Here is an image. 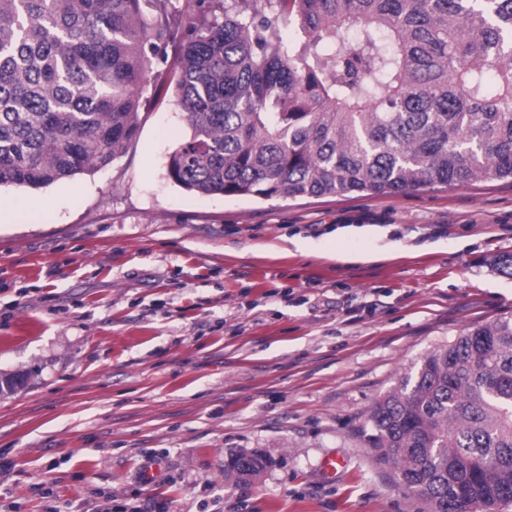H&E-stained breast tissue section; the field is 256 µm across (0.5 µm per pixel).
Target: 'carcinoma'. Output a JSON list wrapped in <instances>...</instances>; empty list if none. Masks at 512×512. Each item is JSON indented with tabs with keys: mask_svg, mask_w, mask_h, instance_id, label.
I'll use <instances>...</instances> for the list:
<instances>
[{
	"mask_svg": "<svg viewBox=\"0 0 512 512\" xmlns=\"http://www.w3.org/2000/svg\"><path fill=\"white\" fill-rule=\"evenodd\" d=\"M169 3L0 0V187L40 190L107 167L164 90L189 128L167 176L198 195L512 179V0H190L170 61ZM488 263L512 277L511 252ZM358 434L428 512L511 503L512 316L426 353ZM262 468L240 453L224 477Z\"/></svg>",
	"mask_w": 512,
	"mask_h": 512,
	"instance_id": "cac0c4a2",
	"label": "carcinoma"
}]
</instances>
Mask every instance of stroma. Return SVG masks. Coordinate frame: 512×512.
Instances as JSON below:
<instances>
[{
  "label": "stroma",
  "instance_id": "35a3bbf8",
  "mask_svg": "<svg viewBox=\"0 0 512 512\" xmlns=\"http://www.w3.org/2000/svg\"><path fill=\"white\" fill-rule=\"evenodd\" d=\"M140 120L101 171L0 189V377H26L0 393V512H426L357 429L425 353L512 315L485 262L512 251V181L204 197L166 175L180 110ZM243 451L263 471L225 481Z\"/></svg>",
  "mask_w": 512,
  "mask_h": 512
}]
</instances>
